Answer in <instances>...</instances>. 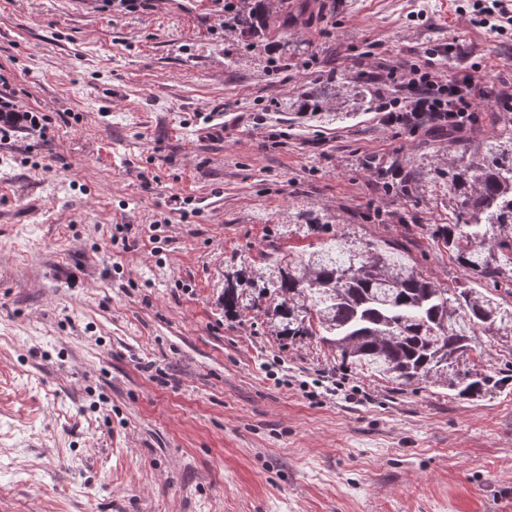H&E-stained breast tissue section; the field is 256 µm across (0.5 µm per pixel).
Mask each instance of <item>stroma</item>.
<instances>
[{
    "instance_id": "obj_1",
    "label": "stroma",
    "mask_w": 512,
    "mask_h": 512,
    "mask_svg": "<svg viewBox=\"0 0 512 512\" xmlns=\"http://www.w3.org/2000/svg\"><path fill=\"white\" fill-rule=\"evenodd\" d=\"M314 2L271 73L221 0H0V72L56 122L0 144V512H512V384L396 390L224 316L225 271L308 252L300 212L472 285L429 237L447 133L383 125L362 75L436 47L512 92V38L462 0ZM333 78L340 111L283 109Z\"/></svg>"
}]
</instances>
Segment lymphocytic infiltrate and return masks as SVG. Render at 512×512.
Returning <instances> with one entry per match:
<instances>
[{
  "label": "lymphocytic infiltrate",
  "mask_w": 512,
  "mask_h": 512,
  "mask_svg": "<svg viewBox=\"0 0 512 512\" xmlns=\"http://www.w3.org/2000/svg\"><path fill=\"white\" fill-rule=\"evenodd\" d=\"M470 20L479 27L505 36L512 32V0H471ZM397 94L380 104L384 125L413 128L431 123L438 131L460 132L477 123L483 112H512V94L495 90L476 71H460L447 78L432 63L409 73L389 69ZM50 115L20 109L17 99L0 93V141H10L17 128L47 137L52 129Z\"/></svg>",
  "instance_id": "obj_1"
}]
</instances>
